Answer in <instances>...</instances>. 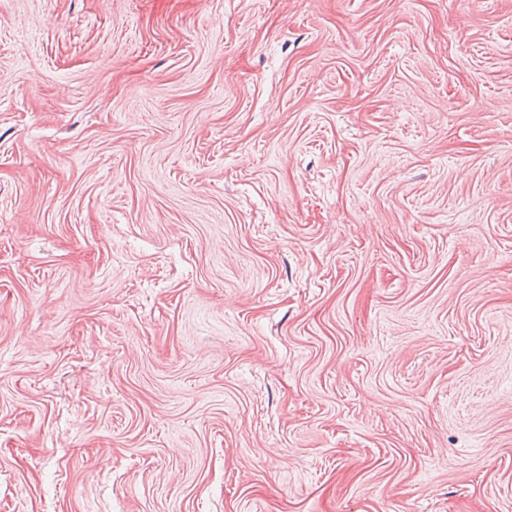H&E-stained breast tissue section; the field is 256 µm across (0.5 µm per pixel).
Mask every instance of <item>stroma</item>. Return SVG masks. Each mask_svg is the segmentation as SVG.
I'll use <instances>...</instances> for the list:
<instances>
[{
	"label": "stroma",
	"instance_id": "stroma-1",
	"mask_svg": "<svg viewBox=\"0 0 512 512\" xmlns=\"http://www.w3.org/2000/svg\"><path fill=\"white\" fill-rule=\"evenodd\" d=\"M0 512H512V0H0Z\"/></svg>",
	"mask_w": 512,
	"mask_h": 512
}]
</instances>
